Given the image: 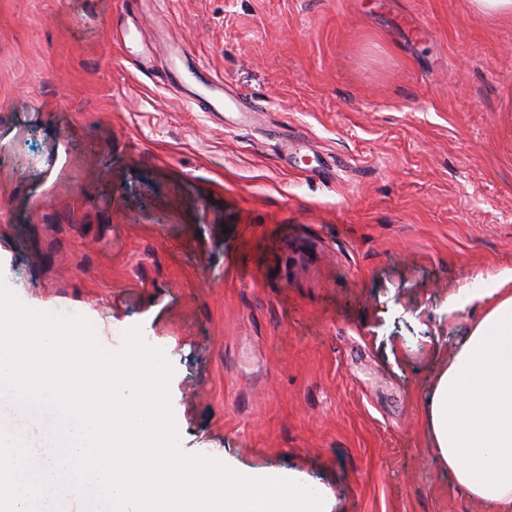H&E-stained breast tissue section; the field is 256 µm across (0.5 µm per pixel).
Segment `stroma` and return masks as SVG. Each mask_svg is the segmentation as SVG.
<instances>
[{"instance_id":"1","label":"stroma","mask_w":512,"mask_h":512,"mask_svg":"<svg viewBox=\"0 0 512 512\" xmlns=\"http://www.w3.org/2000/svg\"><path fill=\"white\" fill-rule=\"evenodd\" d=\"M177 45L238 106L177 92ZM506 267L512 18L0 0V279L106 350L140 327L184 452L301 476L331 512H487L424 408L479 317L449 295Z\"/></svg>"}]
</instances>
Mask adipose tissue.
<instances>
[{
    "instance_id": "1",
    "label": "adipose tissue",
    "mask_w": 512,
    "mask_h": 512,
    "mask_svg": "<svg viewBox=\"0 0 512 512\" xmlns=\"http://www.w3.org/2000/svg\"><path fill=\"white\" fill-rule=\"evenodd\" d=\"M466 298L482 316L437 379L427 429L459 488L489 512H512V268Z\"/></svg>"
}]
</instances>
